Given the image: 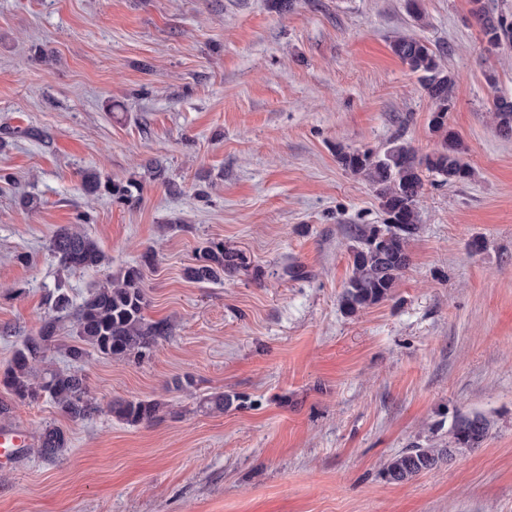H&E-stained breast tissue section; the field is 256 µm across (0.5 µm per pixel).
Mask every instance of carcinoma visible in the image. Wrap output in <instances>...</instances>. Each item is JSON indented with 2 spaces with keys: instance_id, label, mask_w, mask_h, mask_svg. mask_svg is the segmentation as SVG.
<instances>
[{
  "instance_id": "cac0c4a2",
  "label": "carcinoma",
  "mask_w": 512,
  "mask_h": 512,
  "mask_svg": "<svg viewBox=\"0 0 512 512\" xmlns=\"http://www.w3.org/2000/svg\"><path fill=\"white\" fill-rule=\"evenodd\" d=\"M472 15L481 23L488 44L512 40V28L494 15L484 0H472ZM394 54L418 74L421 87L432 102L429 126L439 140L430 154L421 155L406 143H391L382 153L338 147L339 163L362 177L374 189L385 215L380 225L356 231L350 248L351 274L340 304L345 313L356 315L387 298L409 265L408 244L418 231V204L425 177L441 183L471 180L473 170L466 162V147L448 127V109L452 102L455 75L441 64V54L413 34L404 33L392 43ZM492 122L498 134L512 137V99L496 100ZM50 250L61 271L89 270L110 264L97 240L71 225L59 227L50 241ZM247 256L222 241H209L196 254V264L186 275L196 282L220 280L226 274L245 269ZM48 312L41 318L38 332L27 336L14 350L8 367L0 374V415L16 405L50 401L69 419H84L97 411V404L85 378L76 366L94 351L108 358L135 361L146 357L159 339L169 334L164 321L146 318L149 301L142 269L129 266L106 280L78 305H73L64 281L55 283L46 296ZM75 312V343L67 347L73 369H60L46 362V351L56 338L62 322ZM156 400H124L112 404L116 419L130 425H148L164 411ZM490 422L480 413L455 416L448 445L416 443L394 455L383 470L385 479L404 484L436 469L449 457V450L479 447L489 436ZM68 447L66 432L53 424L42 429L40 453L53 458Z\"/></svg>"
}]
</instances>
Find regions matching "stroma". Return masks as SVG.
Instances as JSON below:
<instances>
[{"label": "stroma", "mask_w": 512, "mask_h": 512, "mask_svg": "<svg viewBox=\"0 0 512 512\" xmlns=\"http://www.w3.org/2000/svg\"><path fill=\"white\" fill-rule=\"evenodd\" d=\"M419 5L417 19L405 0H0V371L61 276L80 299L141 266L146 315L169 325L139 362L81 364L93 417L46 400L0 417L27 438L0 465V512H512V139L490 123L512 97V41L487 52L471 0ZM404 32L458 77L448 124L474 175L426 182L408 268L350 316L352 235L384 214L337 146H437L391 50ZM88 170L133 182L132 202L87 196ZM81 212L112 263L64 276L50 239ZM211 240L251 268L189 280ZM220 392L224 411H198ZM137 399L163 402L160 419L112 417ZM460 412L489 420L480 447L384 479L411 444L447 445ZM49 424L69 437L52 460ZM66 432L53 424L46 425L39 437L40 453L47 458H53L64 448H68Z\"/></svg>", "instance_id": "35a3bbf8"}]
</instances>
